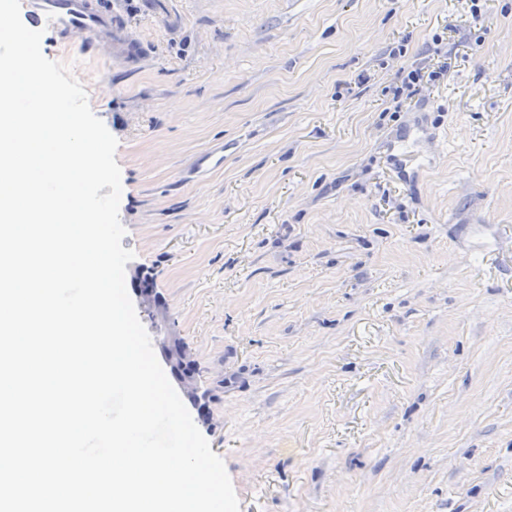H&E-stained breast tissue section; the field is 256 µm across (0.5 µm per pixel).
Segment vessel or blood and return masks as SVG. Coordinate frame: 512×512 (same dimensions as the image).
<instances>
[{"label": "vessel or blood", "mask_w": 512, "mask_h": 512, "mask_svg": "<svg viewBox=\"0 0 512 512\" xmlns=\"http://www.w3.org/2000/svg\"><path fill=\"white\" fill-rule=\"evenodd\" d=\"M21 8L31 29L44 31L54 45L122 59L136 54L110 0H21Z\"/></svg>", "instance_id": "vessel-or-blood-1"}]
</instances>
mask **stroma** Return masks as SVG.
Returning <instances> with one entry per match:
<instances>
[{
    "instance_id": "stroma-1",
    "label": "stroma",
    "mask_w": 512,
    "mask_h": 512,
    "mask_svg": "<svg viewBox=\"0 0 512 512\" xmlns=\"http://www.w3.org/2000/svg\"><path fill=\"white\" fill-rule=\"evenodd\" d=\"M471 6L116 0L134 59L42 49L119 142L125 285L240 512H512V0ZM144 288L143 290H151L150 291H143L141 289H136L135 294L136 297L139 299L140 307L143 309V312H146L149 317L154 319L155 321H160L161 323L166 322V312L162 305L157 304L154 302L153 294L157 297V295L154 293L153 288V282L148 277H145L142 285ZM180 339L178 336L167 334L162 336L160 341L161 347L164 352L165 360L172 372V377L178 384L181 391L188 394L195 390V379L193 377L182 375L177 369V364L180 363V368L184 367L188 362H194L187 351V349H178L177 353L174 350L175 341Z\"/></svg>"
}]
</instances>
